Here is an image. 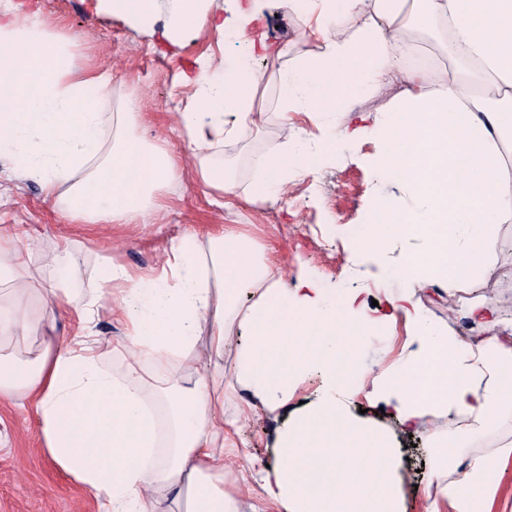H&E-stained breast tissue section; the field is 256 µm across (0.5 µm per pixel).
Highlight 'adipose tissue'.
<instances>
[{
    "label": "adipose tissue",
    "instance_id": "obj_1",
    "mask_svg": "<svg viewBox=\"0 0 512 512\" xmlns=\"http://www.w3.org/2000/svg\"><path fill=\"white\" fill-rule=\"evenodd\" d=\"M285 9L310 22L319 53L296 58L279 73L282 152L267 156L248 192L252 204H277L289 181L312 175L336 157L335 129L315 137L291 121L294 112L324 119L364 94L401 81L398 100L371 124L345 132L372 140L373 164L401 197L373 204L352 248L375 256L396 243L421 241L403 255L393 278L411 293L431 285L475 286L501 225L512 222V174L500 144L512 134V0H168L173 26H207L247 39L255 13ZM357 24L343 38L345 20ZM452 25L451 62L475 61L466 77L412 69L402 60L409 28ZM180 124L194 146L197 174L221 194L238 191L215 155L254 124V96L265 74L249 57L221 62L201 56ZM48 78L33 86L31 75ZM132 101L112 104L110 80L86 72L69 40L39 21L22 20L14 0H0V158L17 178L41 183L60 211L85 224H143L156 191L174 179L175 163L160 145L135 135ZM414 206H407L405 197ZM33 245L0 241V269L16 270L0 304V399L29 400L47 453L92 490L100 512H244L240 493L224 488V451L233 447L246 411L224 414V356L232 332L247 336L234 353L237 384L261 408L276 412L300 380L318 370L343 387L358 367V350L385 323L342 298L302 289L274 276L263 247L222 230L201 244L185 234L171 247L170 275L144 277L104 260L88 305L73 304L64 285L45 289V305L68 309L69 336L49 335L19 350L29 325L32 283L42 270ZM402 305L406 352L362 385L368 404H385L406 428L430 416L461 414L484 430L512 410V340L477 342L451 336L414 305ZM125 327L127 363L117 377L102 363L94 331L100 312ZM206 350H199L201 331ZM181 360L182 384L159 389L157 422L140 384L144 364ZM512 459V443L476 458L459 477L427 494V512H490L486 477ZM400 462L392 442L334 399L319 401L288 423L275 467L259 487L281 512H402Z\"/></svg>",
    "mask_w": 512,
    "mask_h": 512
}]
</instances>
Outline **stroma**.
<instances>
[{"instance_id": "obj_1", "label": "stroma", "mask_w": 512, "mask_h": 512, "mask_svg": "<svg viewBox=\"0 0 512 512\" xmlns=\"http://www.w3.org/2000/svg\"><path fill=\"white\" fill-rule=\"evenodd\" d=\"M23 13H38L55 32L73 39L79 59L111 77L113 101L132 98L138 104L137 134L148 142L165 145L177 167L174 180L158 193L157 209L144 224H84L64 217L55 201L34 180L14 179L8 161H0V238L33 241L36 258L43 268L42 287L54 285L58 264L76 273L69 284L74 302H84L88 279L103 257L125 265L130 271L160 270L169 257L172 240L184 232H196L208 240L223 228H234L263 244L274 274L291 277L303 266L328 294L359 289L368 313L389 312V296L404 294L402 284L388 280L389 268L402 254L421 249L417 240L398 243L393 251L377 258L354 254L351 239L358 226L369 223L373 199L397 194L393 184L381 179L372 156L374 144L364 141L352 148L337 145L336 161L304 182L286 186L282 201L258 208L246 192L259 175V156L278 149L283 139L278 112V71L287 59L317 52L315 38L305 37L304 24L295 14L268 10L252 24L255 42L270 47L288 46L287 59L273 61L256 56V65L266 79L255 95V126L243 141L218 151L235 174L239 189L234 196H216L196 175L194 147L184 135L179 114L185 103L181 85L183 72L194 59L205 55L220 60L224 41L204 28L167 41L162 35L147 36L124 17L112 13L107 0H19ZM279 21L280 29L269 26ZM401 90L389 84L379 92L361 97L352 112H338L329 121L337 129L359 126L360 118L388 107ZM492 275L468 288L467 298L428 287L418 292L419 306L429 318L440 322L449 335L468 341L483 331L466 318L474 304L500 308L506 323H512V223L502 225L490 255ZM406 340L404 324H396L392 335L381 336L360 354L364 369H387L397 360ZM349 390L341 398L351 412L365 410L375 427L390 436L404 459L402 507L404 512H425L421 489L433 460L426 450L429 438L447 441L448 462L444 478L473 458L493 453L512 442V422L500 421L488 433L467 436V420L459 415L427 418L418 431L408 433L381 413L368 407L359 393L357 378L347 380ZM320 375L301 381L293 396L278 412L255 410L226 449L224 486L238 487L239 476H254L278 461L276 447L285 433L286 420L301 413L324 391ZM0 512H98V502L89 489L75 482L44 449L33 407L25 400L0 401Z\"/></svg>"}]
</instances>
